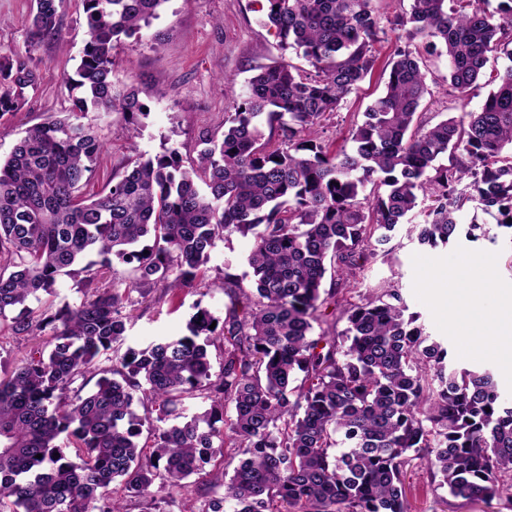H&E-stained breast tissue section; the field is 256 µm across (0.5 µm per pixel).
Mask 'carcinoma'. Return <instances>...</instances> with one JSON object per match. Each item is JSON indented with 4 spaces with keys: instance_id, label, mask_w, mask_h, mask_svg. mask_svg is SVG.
I'll return each mask as SVG.
<instances>
[{
    "instance_id": "cac0c4a2",
    "label": "carcinoma",
    "mask_w": 512,
    "mask_h": 512,
    "mask_svg": "<svg viewBox=\"0 0 512 512\" xmlns=\"http://www.w3.org/2000/svg\"><path fill=\"white\" fill-rule=\"evenodd\" d=\"M82 2L67 117L46 115L0 160V332L44 338L0 373V512H125L126 497L154 512L175 491L181 512H408L415 459L455 498L512 492V402L493 373L450 367L394 286L348 296L404 224L435 248L471 207L512 232V66L487 72L498 52L512 61V0H412L393 23L404 46L385 91L338 149L324 129L375 66L387 35L377 0H259L309 69L254 68L196 165L175 149L138 155L95 197L84 188L104 142L84 119L147 115L134 87H118L112 50L167 0ZM31 27L38 41L59 35L58 0H34ZM429 56L447 58L444 94L460 104L433 124L420 111ZM483 78L492 90L469 110ZM35 80L0 57V116ZM233 233L253 239L252 279L224 272V316L198 303L187 335L123 348L132 295L176 293ZM114 256L130 266L122 279L105 276ZM81 262L80 302L31 307ZM325 305L341 334H314ZM93 378L86 394L72 388ZM190 397L209 408L173 423ZM228 444L241 455L229 477L209 468Z\"/></svg>"
}]
</instances>
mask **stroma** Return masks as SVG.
<instances>
[{
    "label": "stroma",
    "instance_id": "1",
    "mask_svg": "<svg viewBox=\"0 0 512 512\" xmlns=\"http://www.w3.org/2000/svg\"><path fill=\"white\" fill-rule=\"evenodd\" d=\"M31 7L32 0H0V53L36 66V82L27 88L22 108L0 118L1 157L44 115L67 112L70 102L63 77L74 74L85 44L81 0H62L57 40H33ZM262 18L258 0H166L157 19L137 36L122 40L112 52L114 74L120 83L138 89L148 113L133 124L116 115L90 113L106 143L90 192H101L129 157L152 156L173 148L188 163L197 158L204 139L222 138L224 115L243 98L253 68L297 59L293 49L282 48L275 29L264 25ZM395 48L391 36L377 44L376 65L360 89L344 101L327 134L329 140L341 139L383 92L386 66ZM221 77L226 80L222 86L217 83ZM478 219L488 234L475 242L461 234L448 245L432 248L397 233L391 259L367 263L356 279L353 296L359 299L378 284L392 283L409 310L419 315L431 340L447 346L453 366L490 370L502 397L511 401L512 374L504 372L494 354L462 350V331L431 289L437 273L470 281L474 261L489 263L495 287L512 289V235L498 228L490 216ZM252 243V238L228 235L204 266L203 281L184 287L178 297L157 290L146 302L136 304L127 325V345L143 348L155 339L185 334L199 305L223 314L227 302L221 287L224 273L246 272ZM405 490L411 512H512V498L507 496L488 505L453 497L440 487L437 476L417 465L408 471Z\"/></svg>",
    "mask_w": 512,
    "mask_h": 512
}]
</instances>
